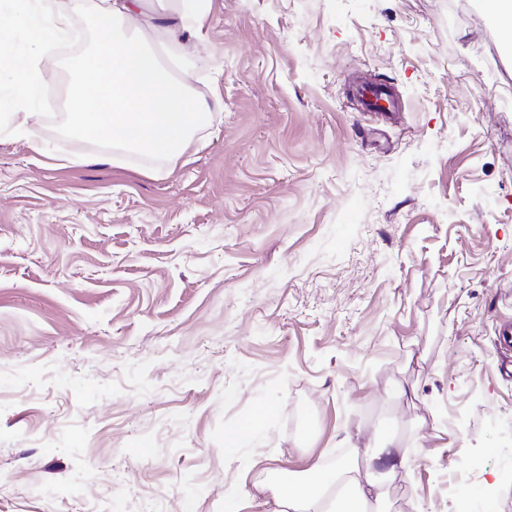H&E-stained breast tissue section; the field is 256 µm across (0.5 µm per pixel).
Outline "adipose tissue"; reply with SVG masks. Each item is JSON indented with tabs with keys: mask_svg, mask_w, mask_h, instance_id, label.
Returning a JSON list of instances; mask_svg holds the SVG:
<instances>
[{
	"mask_svg": "<svg viewBox=\"0 0 512 512\" xmlns=\"http://www.w3.org/2000/svg\"><path fill=\"white\" fill-rule=\"evenodd\" d=\"M143 0H87L91 46L72 64L64 125L120 149L168 160L182 153L187 136L207 112L206 101L172 80L138 21ZM73 22L59 0H17L9 22L0 21V114L14 118L37 153L46 148L30 132L48 66ZM406 459L395 435L372 448L365 467L343 461L334 469L313 466L309 479L279 488L283 512H372Z\"/></svg>",
	"mask_w": 512,
	"mask_h": 512,
	"instance_id": "1",
	"label": "adipose tissue"
}]
</instances>
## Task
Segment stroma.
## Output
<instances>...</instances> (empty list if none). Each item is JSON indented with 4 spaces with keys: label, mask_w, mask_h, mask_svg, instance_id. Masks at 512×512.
I'll return each instance as SVG.
<instances>
[{
    "label": "stroma",
    "mask_w": 512,
    "mask_h": 512,
    "mask_svg": "<svg viewBox=\"0 0 512 512\" xmlns=\"http://www.w3.org/2000/svg\"><path fill=\"white\" fill-rule=\"evenodd\" d=\"M74 53L48 155L0 118V512H275L387 431L388 512H512V56L473 0H212L174 162L62 126ZM363 97L364 103H360L366 110L380 112L393 107V100L382 84L377 83L367 87L363 92ZM271 411L270 406H262L257 409L251 421L245 422L236 429L225 433V452H234V450L239 446V443L251 432L254 422L265 419L270 415Z\"/></svg>",
    "instance_id": "35a3bbf8"
}]
</instances>
